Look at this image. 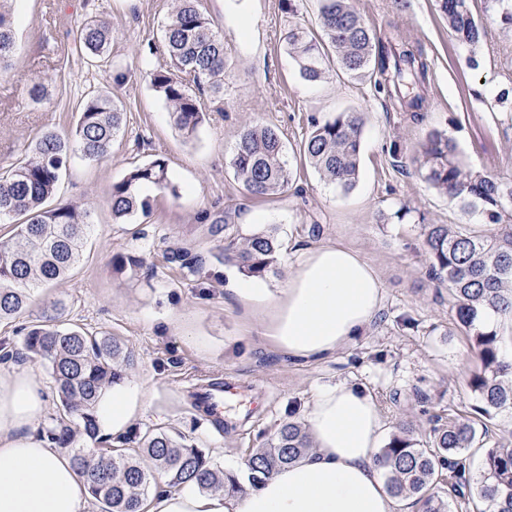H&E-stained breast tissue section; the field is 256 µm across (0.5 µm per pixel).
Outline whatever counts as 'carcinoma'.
Here are the masks:
<instances>
[{
  "label": "carcinoma",
  "mask_w": 512,
  "mask_h": 512,
  "mask_svg": "<svg viewBox=\"0 0 512 512\" xmlns=\"http://www.w3.org/2000/svg\"><path fill=\"white\" fill-rule=\"evenodd\" d=\"M9 2L0 0L1 69L10 65L16 50ZM319 2L321 37H310L299 29L288 33V49L301 76L309 82L322 80L325 59L332 52L340 69L350 76L363 74L371 65L380 74L390 75L392 87L387 92L407 108L420 110L423 97H407L404 87L426 83L428 64L422 49L400 33L384 41L377 38L350 0ZM438 4L450 33L475 48L484 28L469 0H438ZM77 38L92 60H101L110 51V31L95 20L85 22ZM163 39L169 63L148 73L150 83L168 104L176 127L191 135L205 117L197 93L207 89L216 102H224L217 80L228 65L224 39L199 7V0H176ZM121 124L122 112L112 97L93 94L82 104L72 136L43 134L30 156L0 174V220L10 219L13 224L11 235L0 238V321L25 314L34 291L64 278L82 261L90 211L71 204L52 205L49 200L72 156L104 159ZM362 126L358 112L322 124L314 120L304 142L307 161L325 183L342 192L351 190L359 178ZM414 162L433 188L487 226L479 231L472 224H424L422 235L429 276L448 283L455 320L470 337L477 362L469 379L478 402L476 412L486 420L504 411L512 414V351L498 329L487 324L492 314L512 313V180L465 165L457 144L442 131L429 133ZM231 167L255 198L278 195L291 182L282 137L270 125L241 130ZM146 186L177 194L164 159L137 165L113 184L116 221L127 223L149 212L150 202L142 194ZM224 261L246 277H262L275 270L279 245L274 229H258L241 242L224 238ZM64 313L63 302L51 303L28 326L21 346L25 355L49 370L55 385L58 414L48 430L50 440L58 448L70 449L78 474L90 494L103 503V512H139L156 472L172 487L193 483L203 492H236L238 482L212 466L202 449L178 444L163 431L140 437L136 455L76 445L78 436L97 438L100 401L122 381L132 354L106 333L96 336L78 325L63 326ZM478 441V429L468 421L435 424L427 448L400 427L377 456L385 468L387 491L394 497L418 496L423 512H448V504L431 492L437 476L446 471L459 496L475 494L488 503L490 512H512V446L503 443L486 449L478 473L473 474L464 452ZM309 448L302 424L284 422L267 447L250 454L249 480L263 481Z\"/></svg>",
  "instance_id": "cac0c4a2"
}]
</instances>
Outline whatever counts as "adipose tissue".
I'll return each mask as SVG.
<instances>
[{
	"label": "adipose tissue",
	"instance_id": "1",
	"mask_svg": "<svg viewBox=\"0 0 512 512\" xmlns=\"http://www.w3.org/2000/svg\"><path fill=\"white\" fill-rule=\"evenodd\" d=\"M231 293L248 331L288 357L334 354L366 329L384 302L381 279L342 244L304 250L285 288L252 278ZM46 405L33 376L0 372V512H82L87 490L70 456L41 432ZM303 424L311 451L239 496L192 485L153 494L140 512H396L375 457L384 422L373 398L353 385L320 389Z\"/></svg>",
	"mask_w": 512,
	"mask_h": 512
}]
</instances>
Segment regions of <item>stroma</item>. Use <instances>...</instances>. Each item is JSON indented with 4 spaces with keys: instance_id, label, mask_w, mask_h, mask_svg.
<instances>
[{
    "instance_id": "stroma-1",
    "label": "stroma",
    "mask_w": 512,
    "mask_h": 512,
    "mask_svg": "<svg viewBox=\"0 0 512 512\" xmlns=\"http://www.w3.org/2000/svg\"><path fill=\"white\" fill-rule=\"evenodd\" d=\"M378 37L397 30L424 51L430 66L427 102L413 113L393 106L378 74L353 78L329 63L324 79L304 80L285 36L302 27L319 35L318 0L296 12L280 0H201L224 39L229 67L224 104L202 97L205 120L185 135L153 90L149 70L166 66L162 30L173 0H14L19 50L0 74V173L24 159L45 132L74 131L84 99L109 93L123 114L122 130L106 159L73 158L55 199L91 212L82 263L65 279L37 290L29 310L0 322V345L19 346L22 327L61 298L67 317L90 332H108L133 353L121 389L148 407L123 434L101 429L100 445L119 448L149 430H162L201 448L214 467L243 469L284 421L302 420L317 389L354 382L373 396L387 433L411 424L427 441L435 420H478L468 388L473 368L466 335L450 318L447 284L428 275L422 224H470L473 215L448 201L418 172L413 158L429 132L456 142L464 161L492 176L512 178V24L490 0L470 7L486 35L470 52L448 31L436 0H351ZM111 31L110 55L91 63L74 38L85 20ZM45 76L47 94L33 102L28 84ZM361 113L360 173L342 193L327 185L303 156L312 121ZM282 132L292 173L286 193L248 195L230 165L238 132L247 125ZM163 158L177 193L153 187L149 215L119 224L112 186L134 165ZM409 215L394 219L400 207ZM242 239L277 230L281 260L264 281L286 287L298 251L325 243L357 249L377 270L381 310L363 334L336 354L292 360L245 332L227 286L241 280L224 260L221 226ZM169 248L198 256L192 271L164 262ZM143 258L136 272L115 273L112 261ZM234 378L241 398L229 401L223 427L193 405L196 385Z\"/></svg>"
}]
</instances>
